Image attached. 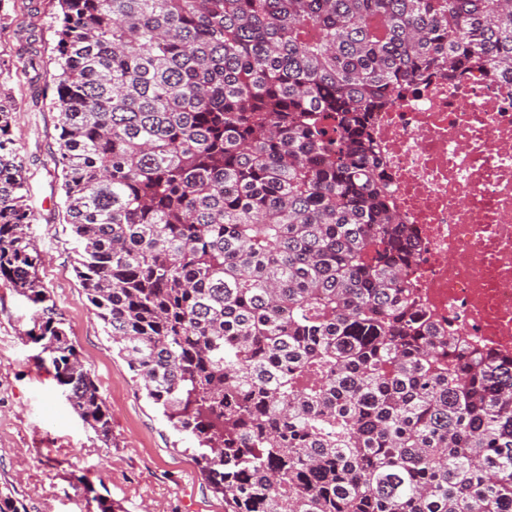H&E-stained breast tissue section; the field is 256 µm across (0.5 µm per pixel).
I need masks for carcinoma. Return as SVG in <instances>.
I'll return each instance as SVG.
<instances>
[{
    "label": "carcinoma",
    "mask_w": 512,
    "mask_h": 512,
    "mask_svg": "<svg viewBox=\"0 0 512 512\" xmlns=\"http://www.w3.org/2000/svg\"><path fill=\"white\" fill-rule=\"evenodd\" d=\"M75 272L224 512H512V356L437 325L372 113L434 71L512 76V0H58ZM0 90V277L35 304ZM53 377L112 415L55 309Z\"/></svg>",
    "instance_id": "cac0c4a2"
}]
</instances>
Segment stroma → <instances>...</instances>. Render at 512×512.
<instances>
[{
  "label": "stroma",
  "mask_w": 512,
  "mask_h": 512,
  "mask_svg": "<svg viewBox=\"0 0 512 512\" xmlns=\"http://www.w3.org/2000/svg\"><path fill=\"white\" fill-rule=\"evenodd\" d=\"M7 13L0 84L19 110L12 136L24 160L28 232L41 258L38 275L84 367L112 414L104 444L73 412L54 381L38 334L37 308L0 279V499L17 512H224L188 453L194 438L176 431L113 350L73 268L76 240L64 218L62 176L54 162L58 113L52 109L57 55L53 0H0Z\"/></svg>",
  "instance_id": "1"
}]
</instances>
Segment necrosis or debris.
Here are the masks:
<instances>
[{
    "mask_svg": "<svg viewBox=\"0 0 512 512\" xmlns=\"http://www.w3.org/2000/svg\"><path fill=\"white\" fill-rule=\"evenodd\" d=\"M373 138L421 243L411 276L429 315L512 356V79L436 72L376 113Z\"/></svg>",
    "mask_w": 512,
    "mask_h": 512,
    "instance_id": "obj_1",
    "label": "necrosis or debris"
}]
</instances>
